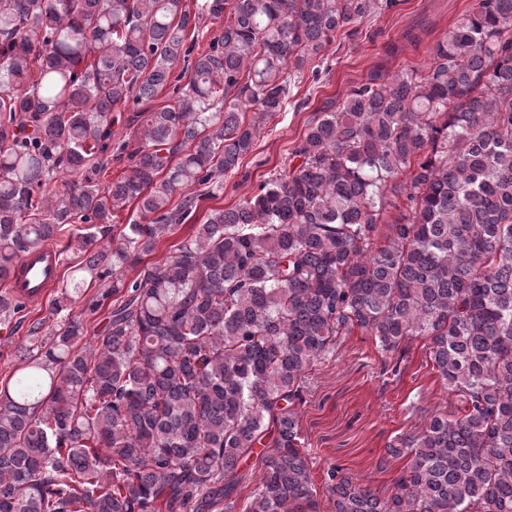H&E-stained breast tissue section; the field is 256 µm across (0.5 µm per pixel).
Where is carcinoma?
I'll list each match as a JSON object with an SVG mask.
<instances>
[{
	"label": "carcinoma",
	"mask_w": 512,
	"mask_h": 512,
	"mask_svg": "<svg viewBox=\"0 0 512 512\" xmlns=\"http://www.w3.org/2000/svg\"><path fill=\"white\" fill-rule=\"evenodd\" d=\"M396 5L0 0V281L65 237L72 278L98 284L86 311H107L88 345L66 290L49 336L32 323L0 384V512H234L239 464L264 443L248 512H317L292 405L356 328L384 352L429 341L468 408L389 448L411 459L385 498L333 471V512H512V0H477L428 68L326 104L257 194L143 263L336 31ZM205 13L224 30L203 46ZM182 61L174 103L118 145L130 173L92 184L114 108L154 100ZM130 205L139 219L111 233ZM25 308L0 293L1 322Z\"/></svg>",
	"instance_id": "obj_1"
}]
</instances>
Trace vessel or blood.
Returning a JSON list of instances; mask_svg holds the SVG:
<instances>
[{"mask_svg":"<svg viewBox=\"0 0 512 512\" xmlns=\"http://www.w3.org/2000/svg\"><path fill=\"white\" fill-rule=\"evenodd\" d=\"M61 263L60 251L52 246L25 255L9 279L11 296L22 302L43 299L55 284Z\"/></svg>","mask_w":512,"mask_h":512,"instance_id":"b4317fda","label":"vessel or blood"}]
</instances>
